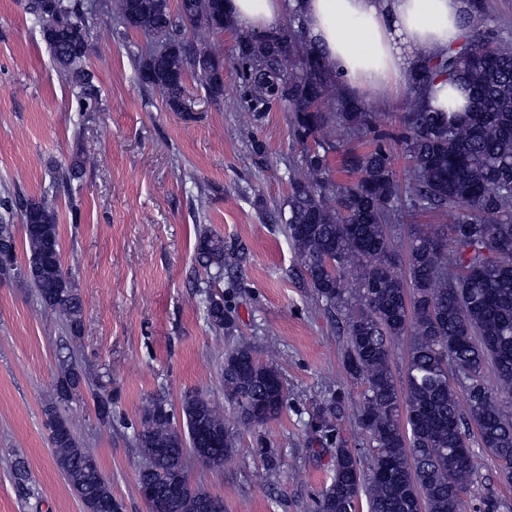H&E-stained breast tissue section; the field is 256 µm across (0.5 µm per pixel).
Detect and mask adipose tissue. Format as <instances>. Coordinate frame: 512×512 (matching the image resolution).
<instances>
[{"label":"adipose tissue","mask_w":512,"mask_h":512,"mask_svg":"<svg viewBox=\"0 0 512 512\" xmlns=\"http://www.w3.org/2000/svg\"><path fill=\"white\" fill-rule=\"evenodd\" d=\"M291 8L303 16L308 40L345 91L380 98L403 93L419 51L444 54L466 32L471 15L469 0H224L240 32L278 28ZM421 104L461 112L467 94L441 74L424 88Z\"/></svg>","instance_id":"1"}]
</instances>
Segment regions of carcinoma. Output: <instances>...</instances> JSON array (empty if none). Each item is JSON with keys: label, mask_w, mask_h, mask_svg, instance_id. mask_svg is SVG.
<instances>
[{"label": "carcinoma", "mask_w": 512, "mask_h": 512, "mask_svg": "<svg viewBox=\"0 0 512 512\" xmlns=\"http://www.w3.org/2000/svg\"><path fill=\"white\" fill-rule=\"evenodd\" d=\"M39 25L61 77L72 87L78 111L102 110L89 69L93 32L115 19L123 31L144 35L148 50L131 53L140 84L158 91L172 112L186 104L185 81L193 72L211 97L224 92L203 56L224 63L217 47L197 44L206 33L232 27L223 0H25ZM267 39L237 40L230 64L249 120L263 118L281 101L293 115L305 177L291 180L280 221L297 256L296 275L316 298L346 311L344 368L363 386L356 409L369 447L370 474L359 454L334 449L332 481L316 512H356L365 492L369 512H458V492L476 483L472 455L462 439L479 445L512 481V39L467 31L448 55L430 58L407 75L405 111L399 116L406 166L398 173L376 117L331 84L332 64L307 43L304 21L265 32ZM264 57L263 69L255 66ZM444 73L470 93L465 112H430L419 101L421 86ZM370 136L373 148L345 160L351 183L332 181L333 123ZM20 212L26 263L17 265L14 225L0 222V254L12 257L1 274H13L43 306L79 336L84 308L62 267L56 197L6 200ZM448 214L446 224L415 225L406 255L395 243L397 224L419 211ZM452 241L448 251L444 242ZM194 259L204 270L207 323L215 331L235 327L232 308L212 292L224 278V237L210 229L196 234ZM411 337L406 369L396 377L392 359L402 337ZM493 369L496 385L485 382ZM83 381L77 362L59 365L50 441L56 464L85 512H123L93 454L81 447L71 421L57 405L78 395ZM224 402L234 423L206 394L188 391L180 413L162 398L144 408L135 433L142 463L138 486L152 488L149 512H224V502L185 482L184 460L208 449L202 463L224 467L242 428L277 418L288 408V387L278 365L263 363L241 342L224 357ZM463 389L467 413L460 409ZM343 398L324 400L312 427L335 431ZM18 493L31 495L27 461L14 460ZM183 483L180 495L171 486Z\"/></svg>", "instance_id": "obj_1"}]
</instances>
